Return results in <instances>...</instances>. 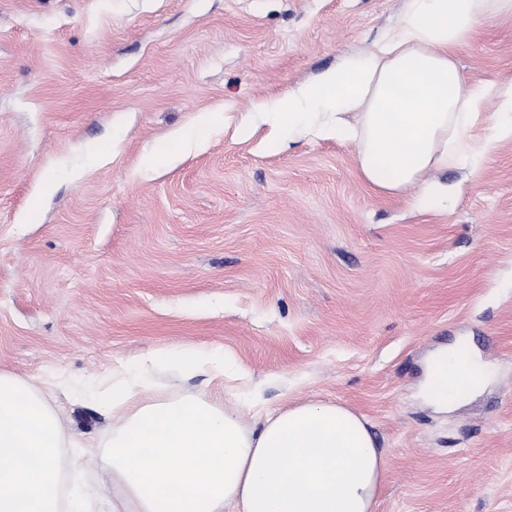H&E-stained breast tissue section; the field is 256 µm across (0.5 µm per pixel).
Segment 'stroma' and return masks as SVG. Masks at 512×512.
I'll list each match as a JSON object with an SVG mask.
<instances>
[{
  "label": "stroma",
  "mask_w": 512,
  "mask_h": 512,
  "mask_svg": "<svg viewBox=\"0 0 512 512\" xmlns=\"http://www.w3.org/2000/svg\"><path fill=\"white\" fill-rule=\"evenodd\" d=\"M404 0H0V372L37 385L69 439L112 417L54 386L111 382L161 348L224 375L161 374L147 398L206 393L250 427L341 403L386 469L376 512H512V140L440 173L418 211L360 176L355 147L280 150L197 113L252 111L365 52ZM468 82L512 74V18L456 50ZM175 153L151 169L148 149ZM462 342L490 373L454 409L423 395Z\"/></svg>",
  "instance_id": "1"
}]
</instances>
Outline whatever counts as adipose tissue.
Returning a JSON list of instances; mask_svg holds the SVG:
<instances>
[{"label":"adipose tissue","mask_w":512,"mask_h":512,"mask_svg":"<svg viewBox=\"0 0 512 512\" xmlns=\"http://www.w3.org/2000/svg\"><path fill=\"white\" fill-rule=\"evenodd\" d=\"M512 16V0H405L396 27L373 50L240 117L237 132L284 143H352L361 177L410 207L447 206L434 172L479 164L512 140V78L469 83L455 58L489 19ZM499 110L477 132L480 103ZM224 373L223 355L194 346L159 349L112 372L108 388L83 397L114 417L102 465L105 491L85 481L92 450L64 449L63 421L40 390L0 372V512H88L90 498L112 512H375L384 458L349 408L304 402L266 414L260 429L205 395L145 399L155 372ZM487 372L455 350L435 355L427 393L440 406L483 388Z\"/></svg>","instance_id":"adipose-tissue-1"}]
</instances>
